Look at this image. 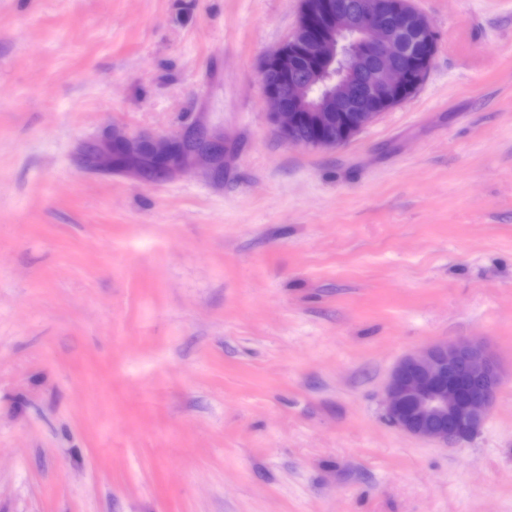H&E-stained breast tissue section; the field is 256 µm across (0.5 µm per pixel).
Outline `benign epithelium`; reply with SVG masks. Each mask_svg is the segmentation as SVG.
I'll return each instance as SVG.
<instances>
[{
    "label": "benign epithelium",
    "mask_w": 512,
    "mask_h": 512,
    "mask_svg": "<svg viewBox=\"0 0 512 512\" xmlns=\"http://www.w3.org/2000/svg\"><path fill=\"white\" fill-rule=\"evenodd\" d=\"M437 49L428 17L412 0H302L293 35L260 62L288 81L263 88L267 116L282 139L315 149L344 146L420 88ZM406 58V65L396 58ZM316 80L334 84L314 104L309 83L295 76L301 60ZM322 129L309 141L297 137L303 119ZM75 162L86 174H127L144 183L172 178L198 165L214 177L224 170V137L193 126L178 137H133L108 129L81 144ZM504 379L485 345L463 338L404 356L393 367L382 400L389 425L412 436L455 447L483 426Z\"/></svg>",
    "instance_id": "7a95c632"
}]
</instances>
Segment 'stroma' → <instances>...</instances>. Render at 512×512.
Here are the masks:
<instances>
[{"mask_svg":"<svg viewBox=\"0 0 512 512\" xmlns=\"http://www.w3.org/2000/svg\"><path fill=\"white\" fill-rule=\"evenodd\" d=\"M406 102L283 141L258 66L299 0H0V512H512V0H414ZM224 175L94 176L116 128ZM506 380L455 448L390 427L403 355ZM75 162L86 174H127L144 183L172 178L198 165L213 177L224 170V137L193 126L179 137H133L114 128L81 144Z\"/></svg>","mask_w":512,"mask_h":512,"instance_id":"1","label":"stroma"}]
</instances>
